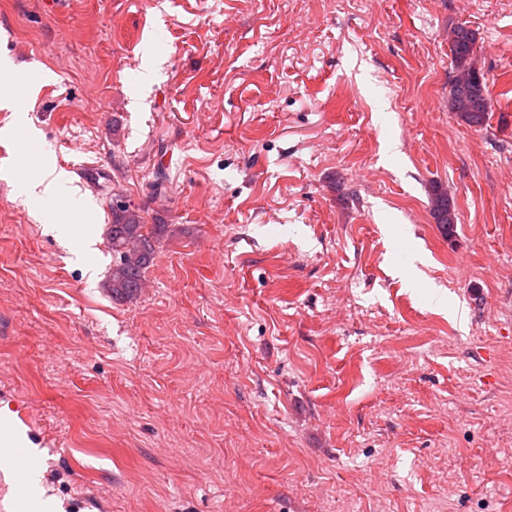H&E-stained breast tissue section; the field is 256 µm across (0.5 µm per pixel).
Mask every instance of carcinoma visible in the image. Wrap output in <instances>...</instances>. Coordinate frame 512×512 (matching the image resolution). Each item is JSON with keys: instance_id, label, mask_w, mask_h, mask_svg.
Here are the masks:
<instances>
[{"instance_id": "obj_1", "label": "carcinoma", "mask_w": 512, "mask_h": 512, "mask_svg": "<svg viewBox=\"0 0 512 512\" xmlns=\"http://www.w3.org/2000/svg\"><path fill=\"white\" fill-rule=\"evenodd\" d=\"M476 33L465 25L451 29L449 52L455 73L471 77L465 84L452 78L448 83V106L458 118L475 127L485 125L490 108L487 79H478L474 58L477 54ZM431 214L444 236L454 235L457 213L447 192L435 188L431 197ZM163 225L147 224L141 209L122 204L112 207V224L108 235L112 245V271L107 288L120 299L136 298L142 288L145 270L152 263Z\"/></svg>"}]
</instances>
